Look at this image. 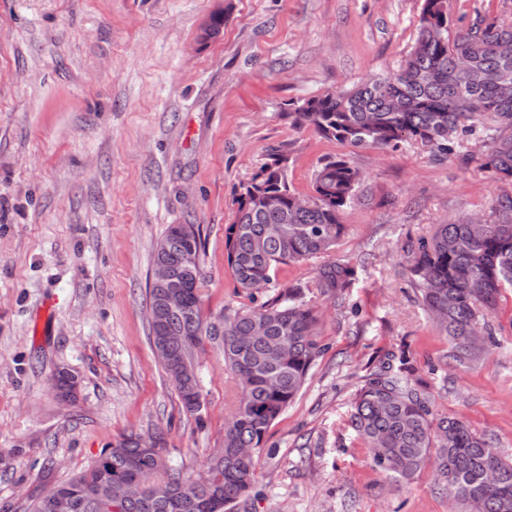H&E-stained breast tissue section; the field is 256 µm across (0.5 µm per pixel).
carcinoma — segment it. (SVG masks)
Here are the masks:
<instances>
[{"label": "carcinoma", "instance_id": "1", "mask_svg": "<svg viewBox=\"0 0 512 512\" xmlns=\"http://www.w3.org/2000/svg\"><path fill=\"white\" fill-rule=\"evenodd\" d=\"M512 24L477 17L456 26L448 0H423L417 37L401 66L351 88L311 97L288 117L299 127L354 148H395L404 141L429 147L441 160L469 164V142L483 148L482 166L512 184ZM285 159L272 155L236 198L235 220L226 238V260L236 289L254 298L273 282L280 265L332 253L340 240L344 211L364 197V177L343 157L314 171L309 202L288 183ZM494 219L478 224H441L434 235L407 245L411 284L439 333L449 337L454 357L472 361L485 350L469 344L479 318L496 314L512 292V193L499 195ZM202 240L193 224H170L156 244L153 263L166 264L183 286L179 307L161 304L148 289L149 340L159 330L174 346L191 352L214 340L203 317L199 284ZM355 279L350 263L322 265L315 287L333 301L345 300ZM320 316L291 287L270 303L224 314V363L237 377L240 394L224 423V448L210 459L206 477L161 463L139 447L135 433L122 436L75 476L58 483L69 507L60 510L35 498L27 512H106L97 496L105 485L139 478L147 489L120 512H237L256 483L257 458L272 424L305 385L324 350ZM175 390L184 411L202 407L198 374ZM351 424L369 449L374 467L402 480L432 466L441 486L464 512H512V463L502 462L492 438L460 418L438 413L432 396L413 381L405 352H388L357 390ZM252 448L247 459L238 449ZM498 469L483 485V474Z\"/></svg>", "mask_w": 512, "mask_h": 512}]
</instances>
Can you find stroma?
Instances as JSON below:
<instances>
[{"label": "stroma", "mask_w": 512, "mask_h": 512, "mask_svg": "<svg viewBox=\"0 0 512 512\" xmlns=\"http://www.w3.org/2000/svg\"><path fill=\"white\" fill-rule=\"evenodd\" d=\"M422 0H0V512H23L123 434L163 435L204 474L223 446L234 384L218 343L198 356L199 416L182 411L149 341L153 253L170 224L203 242V313L247 304L227 266L236 195L269 154L312 192L328 157L365 177L332 259L357 279L345 306L313 283L321 258L280 266L260 293L295 284L323 311V355L268 432L247 512H460L432 468L376 470L351 402L382 356L406 349L439 413L493 437L512 462V299L495 346L462 363L428 320L405 249L460 215L490 219L504 188L478 161L417 143L354 148L292 124L295 104L396 70ZM222 33L206 40L210 16ZM454 24H512V0H448ZM77 379L62 403L51 375Z\"/></svg>", "instance_id": "stroma-1"}]
</instances>
